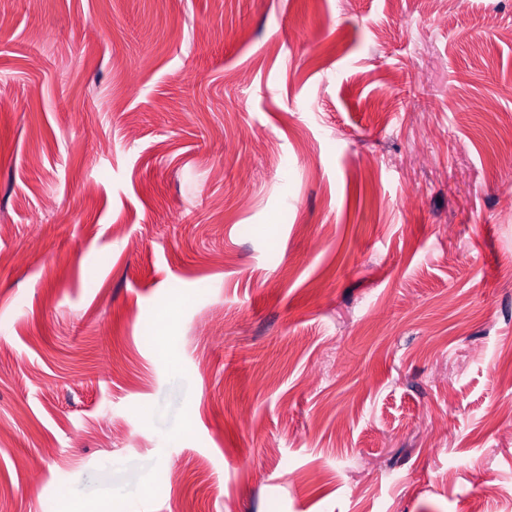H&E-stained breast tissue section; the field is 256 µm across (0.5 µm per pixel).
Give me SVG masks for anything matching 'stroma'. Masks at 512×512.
I'll list each match as a JSON object with an SVG mask.
<instances>
[{
    "label": "stroma",
    "instance_id": "1",
    "mask_svg": "<svg viewBox=\"0 0 512 512\" xmlns=\"http://www.w3.org/2000/svg\"><path fill=\"white\" fill-rule=\"evenodd\" d=\"M0 14V512H512V0Z\"/></svg>",
    "mask_w": 512,
    "mask_h": 512
}]
</instances>
